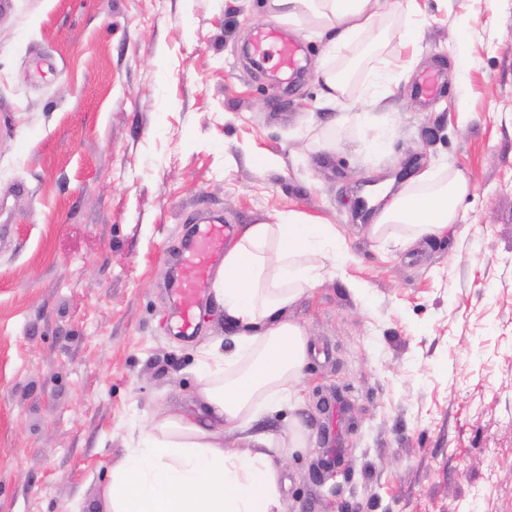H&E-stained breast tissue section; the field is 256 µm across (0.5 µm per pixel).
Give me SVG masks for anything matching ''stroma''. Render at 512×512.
Here are the masks:
<instances>
[{"mask_svg": "<svg viewBox=\"0 0 512 512\" xmlns=\"http://www.w3.org/2000/svg\"><path fill=\"white\" fill-rule=\"evenodd\" d=\"M260 2L0 12V512H105L125 439L196 402L199 346L232 334L211 293L197 335L175 329L171 255L200 211L234 236L295 211L345 238L288 312L309 337L299 403L255 425L302 437L284 512H512V0L393 13L344 53L338 104L323 41ZM272 25L304 49L295 81L245 51ZM374 66L397 76L375 102ZM425 170L469 180L457 224L371 237L367 188Z\"/></svg>", "mask_w": 512, "mask_h": 512, "instance_id": "obj_1", "label": "stroma"}]
</instances>
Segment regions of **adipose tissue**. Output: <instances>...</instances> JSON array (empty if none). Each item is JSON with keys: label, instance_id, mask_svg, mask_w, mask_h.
Wrapping results in <instances>:
<instances>
[{"label": "adipose tissue", "instance_id": "adipose-tissue-1", "mask_svg": "<svg viewBox=\"0 0 512 512\" xmlns=\"http://www.w3.org/2000/svg\"><path fill=\"white\" fill-rule=\"evenodd\" d=\"M388 0H265L268 15L312 29L325 38L329 57L374 35ZM470 189L452 173L438 180L420 174L376 214L369 232L391 237H437L456 224L458 204ZM345 254L335 225L291 212L279 222L244 225L224 251L213 291L233 346L223 339L202 346L194 408L146 420L125 444L122 463L103 490L107 512H283L284 485L273 436L253 433L257 413L288 402L309 357L304 329L288 318L307 290L334 276ZM238 432L244 451L225 448Z\"/></svg>", "mask_w": 512, "mask_h": 512}]
</instances>
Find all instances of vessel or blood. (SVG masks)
Listing matches in <instances>:
<instances>
[{
	"mask_svg": "<svg viewBox=\"0 0 512 512\" xmlns=\"http://www.w3.org/2000/svg\"><path fill=\"white\" fill-rule=\"evenodd\" d=\"M252 49L260 58L276 57L279 66L291 72L296 68L295 43L284 40L273 29L260 28L251 39ZM227 227L223 224H197L180 254L169 290L178 305V327L182 335L197 330V305L203 294L213 286L214 261L224 251Z\"/></svg>",
	"mask_w": 512,
	"mask_h": 512,
	"instance_id": "vessel-or-blood-1",
	"label": "vessel or blood"
}]
</instances>
